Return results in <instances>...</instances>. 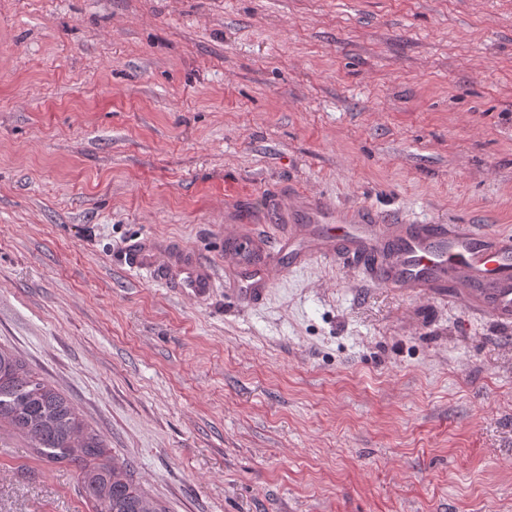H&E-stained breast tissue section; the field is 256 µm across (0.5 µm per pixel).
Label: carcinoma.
Here are the masks:
<instances>
[{
  "label": "carcinoma",
  "mask_w": 512,
  "mask_h": 512,
  "mask_svg": "<svg viewBox=\"0 0 512 512\" xmlns=\"http://www.w3.org/2000/svg\"><path fill=\"white\" fill-rule=\"evenodd\" d=\"M0 421L31 439L37 456L79 471L95 512H162L133 479L131 465L106 455L102 436L78 408L12 352L0 348Z\"/></svg>",
  "instance_id": "1"
}]
</instances>
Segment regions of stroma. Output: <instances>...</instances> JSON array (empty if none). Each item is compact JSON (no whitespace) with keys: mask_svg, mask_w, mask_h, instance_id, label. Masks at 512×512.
I'll return each instance as SVG.
<instances>
[{"mask_svg":"<svg viewBox=\"0 0 512 512\" xmlns=\"http://www.w3.org/2000/svg\"><path fill=\"white\" fill-rule=\"evenodd\" d=\"M292 191L512 234V0H0V346L148 495L512 512V322L340 259L226 292L225 224ZM0 512L92 506L0 422ZM127 260L132 268L151 270L160 278L168 270L175 269L176 288L195 298L208 294L214 285L210 269L188 254H176L161 262L156 248L149 243H143L129 251Z\"/></svg>","mask_w":512,"mask_h":512,"instance_id":"obj_1","label":"stroma"}]
</instances>
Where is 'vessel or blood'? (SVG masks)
<instances>
[{
  "mask_svg": "<svg viewBox=\"0 0 512 512\" xmlns=\"http://www.w3.org/2000/svg\"><path fill=\"white\" fill-rule=\"evenodd\" d=\"M272 210L288 222L287 233L268 241L249 240L226 261L237 276L225 286L239 300H261L288 267L315 257L346 256L369 268L385 287L420 295L451 284L469 308L512 321L511 237L471 224H404L304 195L276 201ZM127 260L132 268L160 276L176 270L177 288L195 298L214 285L210 269L187 254L163 261L153 245L144 243L132 248Z\"/></svg>",
  "mask_w": 512,
  "mask_h": 512,
  "instance_id": "1",
  "label": "vessel or blood"
}]
</instances>
